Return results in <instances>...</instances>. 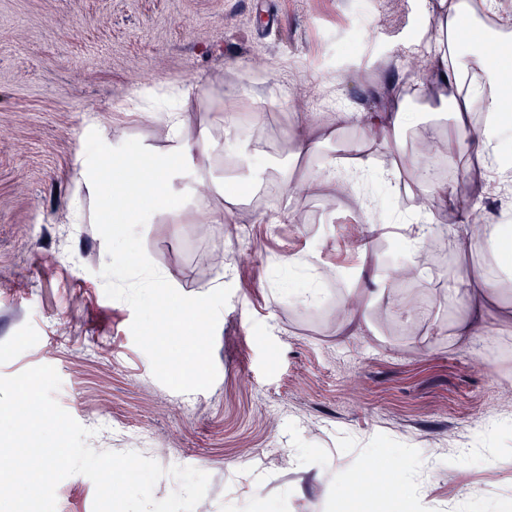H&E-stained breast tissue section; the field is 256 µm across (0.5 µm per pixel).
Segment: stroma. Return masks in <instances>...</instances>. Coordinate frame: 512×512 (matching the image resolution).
Wrapping results in <instances>:
<instances>
[{
	"label": "stroma",
	"mask_w": 512,
	"mask_h": 512,
	"mask_svg": "<svg viewBox=\"0 0 512 512\" xmlns=\"http://www.w3.org/2000/svg\"><path fill=\"white\" fill-rule=\"evenodd\" d=\"M428 21L425 0H0V376L53 366L55 398L92 429L95 450L208 473L194 512H497L512 501V422L491 417L512 400V334L483 350L448 340L449 281L491 258L429 269L413 288L430 314L418 327L382 301L369 313L373 331L341 336L337 304L400 255L381 239L362 260L349 237L350 223L382 222L381 211L300 196L295 223L274 224L276 189L253 199L239 224L203 226L183 179L182 222L144 225L145 251L181 294L227 286L231 295L215 333L214 384L178 393L135 344L130 305L105 294L93 194L83 195L82 223L70 216L77 158L98 139L166 147L159 120L115 109L132 91L201 83L191 129L215 136L233 77L241 112L268 133L250 151L267 171L304 176L319 161L288 156L300 116L292 100L314 85L370 112L382 87L412 95L414 35ZM312 250L348 273L322 281L315 307L290 298L306 277L282 264ZM100 421L109 429L95 431ZM452 432L468 447L489 445L490 462L437 456ZM390 448L401 449L400 466L382 477L399 485L365 502L351 476ZM94 496L89 478L71 476L57 507L93 512Z\"/></svg>",
	"instance_id": "stroma-1"
}]
</instances>
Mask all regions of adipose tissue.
Here are the masks:
<instances>
[{
	"label": "adipose tissue",
	"instance_id": "ef3b65f1",
	"mask_svg": "<svg viewBox=\"0 0 512 512\" xmlns=\"http://www.w3.org/2000/svg\"><path fill=\"white\" fill-rule=\"evenodd\" d=\"M488 0H439L432 19L435 32L434 51L417 84L426 100L424 112L412 111L406 99L390 95L385 106L375 112H356L337 108L324 122L308 118L300 120L290 132L293 153L298 157L322 156L321 167L306 181L286 189L285 201L295 195L316 190L338 193L345 188L359 190L370 179L400 178L403 171L416 173L417 154L405 143L409 128L429 123L428 139L437 148L458 149L474 158L461 182L448 184L416 178L408 186L409 194L427 201L432 217L454 213L455 224L448 235L457 239L461 253L486 254L493 258V269L477 268L461 275L448 291V306L453 311L448 325L451 341L470 340L476 336L500 335L512 331V300L504 295L503 286L512 281V223L496 219L474 226L468 222V211L462 203L467 195L487 193L490 185L512 183V34L491 27L470 25L477 10H489ZM246 122L242 113L225 112L222 120L223 143H215L209 134H191L189 114L185 110L165 112L166 161H157L151 150L143 148L126 161L138 170L141 179L130 183L123 177L112 180V207L103 211V221L120 215L130 226L154 223L160 215L178 219V208L145 209L146 199L172 194L176 179L193 175L198 180L196 207L203 222L213 220L234 223L240 196L228 194L224 207L213 210V186L206 173L218 146L239 153L243 164L251 156L240 153ZM350 126L364 129L367 139H381L390 146L395 157L391 168L375 167L361 156V146L347 144L348 152L357 154L353 166L343 167L335 157L325 155L324 147L338 133ZM433 233L430 222L408 223L398 216L384 223L369 222L359 228L360 252L372 249L376 239L394 240L403 250V262L393 270L394 276L408 273L425 276L421 251Z\"/></svg>",
	"mask_w": 512,
	"mask_h": 512
}]
</instances>
